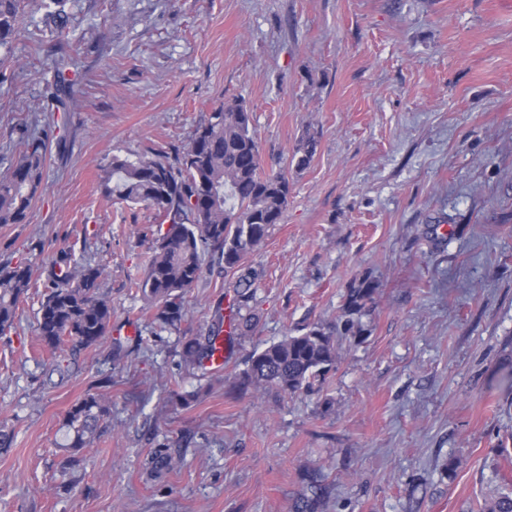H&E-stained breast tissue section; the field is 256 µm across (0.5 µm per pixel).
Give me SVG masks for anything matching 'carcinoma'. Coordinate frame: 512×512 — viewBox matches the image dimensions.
<instances>
[{
    "label": "carcinoma",
    "mask_w": 512,
    "mask_h": 512,
    "mask_svg": "<svg viewBox=\"0 0 512 512\" xmlns=\"http://www.w3.org/2000/svg\"><path fill=\"white\" fill-rule=\"evenodd\" d=\"M24 8V0H0V49L20 36ZM53 70L55 94L48 112L63 109L75 95L65 58L55 59ZM316 146L315 134L301 137L293 155L296 170L309 166ZM46 152L47 137L32 139L0 177V225L27 223ZM100 186L106 196L142 204L160 218L151 255L135 283L136 293L160 324L175 328L186 320L190 309L185 296L201 279L205 257L224 261L232 294L218 299L205 334L182 337L181 360L188 368L203 369L219 356L229 358L237 338L249 335L257 321L254 302L261 271L253 267L251 256L271 227L281 223L292 190L288 171L266 172L261 167L252 115L244 101L220 102L172 161L162 150L136 162L112 157ZM103 276L99 267L79 265L72 250L58 252L46 270L47 294L37 317L43 349L54 351L66 340L83 348L97 344L112 319V304L99 293ZM31 278L28 263L0 266V334L13 328ZM376 293V282L365 277L346 289L345 319L334 327L314 324L251 354L238 388L255 392L274 388L289 397L318 391L336 367V337L364 333L361 318L375 303ZM104 413L95 394L73 405L65 417V447L79 453L91 442ZM150 464L156 478L176 467L166 448L154 449ZM328 498L327 488L316 485L312 496L294 504L293 512H320ZM480 512H512V491L484 499Z\"/></svg>",
    "instance_id": "carcinoma-1"
}]
</instances>
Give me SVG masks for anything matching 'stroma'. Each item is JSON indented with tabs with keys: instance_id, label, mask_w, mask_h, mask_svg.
Returning <instances> with one entry per match:
<instances>
[{
	"instance_id": "1",
	"label": "stroma",
	"mask_w": 512,
	"mask_h": 512,
	"mask_svg": "<svg viewBox=\"0 0 512 512\" xmlns=\"http://www.w3.org/2000/svg\"><path fill=\"white\" fill-rule=\"evenodd\" d=\"M44 3L0 52V175L24 136L49 134L27 223L0 226V264L33 269L0 335V512H293L315 472L325 512H475L511 488L512 0H66L61 30ZM59 52L80 92L49 114ZM232 99L264 170L289 167L306 132L318 146L252 256L256 327L201 379L181 339L206 333L224 264L207 258L190 317L161 327L134 288L157 216L100 176L116 155L175 154ZM64 247L104 269L112 322L56 372L36 313ZM366 276V332L338 337L319 392L229 395L252 352L336 323ZM88 393L107 413L71 463L63 423ZM162 447L179 464L147 480Z\"/></svg>"
}]
</instances>
